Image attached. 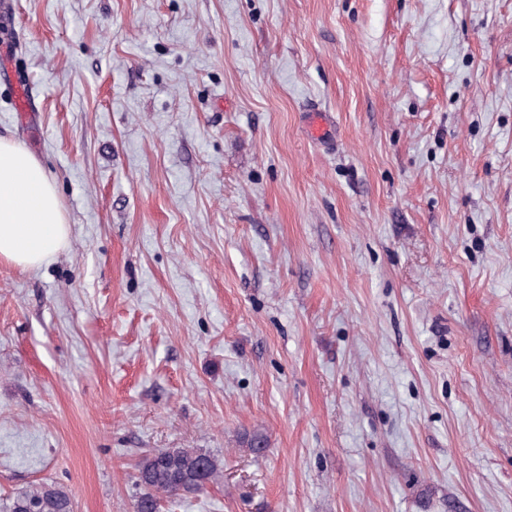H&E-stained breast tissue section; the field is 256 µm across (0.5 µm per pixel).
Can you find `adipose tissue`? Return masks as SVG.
Segmentation results:
<instances>
[{
	"label": "adipose tissue",
	"mask_w": 512,
	"mask_h": 512,
	"mask_svg": "<svg viewBox=\"0 0 512 512\" xmlns=\"http://www.w3.org/2000/svg\"><path fill=\"white\" fill-rule=\"evenodd\" d=\"M56 188L34 154L0 137V264L26 270L68 244Z\"/></svg>",
	"instance_id": "obj_1"
}]
</instances>
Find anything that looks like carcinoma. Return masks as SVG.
I'll return each mask as SVG.
<instances>
[{
  "instance_id": "obj_1",
  "label": "carcinoma",
  "mask_w": 512,
  "mask_h": 512,
  "mask_svg": "<svg viewBox=\"0 0 512 512\" xmlns=\"http://www.w3.org/2000/svg\"><path fill=\"white\" fill-rule=\"evenodd\" d=\"M239 445L259 456L267 447V437L259 429L246 431ZM222 473V461L199 448H155L136 465L134 512H162L169 499L199 493ZM0 512H74V503L64 487L42 482L0 500Z\"/></svg>"
}]
</instances>
